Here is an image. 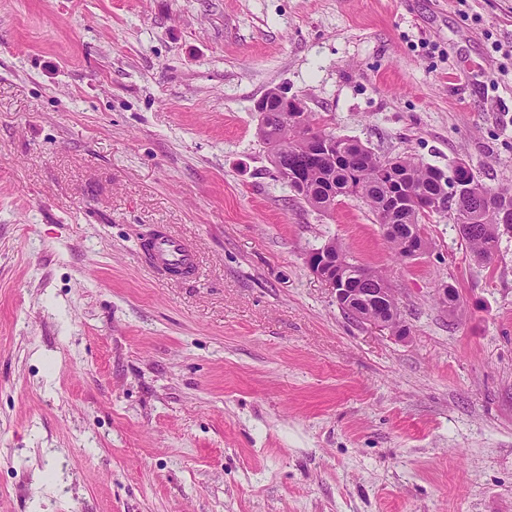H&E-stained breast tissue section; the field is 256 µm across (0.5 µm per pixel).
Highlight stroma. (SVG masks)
Instances as JSON below:
<instances>
[{"label":"stroma","instance_id":"1","mask_svg":"<svg viewBox=\"0 0 512 512\" xmlns=\"http://www.w3.org/2000/svg\"><path fill=\"white\" fill-rule=\"evenodd\" d=\"M272 88L512 186V0H0V512H512V235L480 264L435 215L400 259L362 200L310 207ZM332 239L408 335L340 309ZM148 251L155 264L164 272L172 268L181 270L184 277H191L197 271L195 255L183 241L159 232L148 245Z\"/></svg>","mask_w":512,"mask_h":512}]
</instances>
